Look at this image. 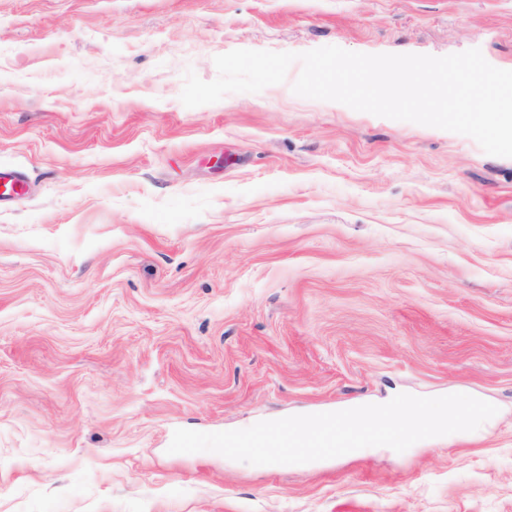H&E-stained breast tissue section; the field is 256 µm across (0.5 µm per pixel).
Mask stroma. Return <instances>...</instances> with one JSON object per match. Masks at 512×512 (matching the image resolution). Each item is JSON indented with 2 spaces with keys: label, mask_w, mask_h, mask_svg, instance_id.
Instances as JSON below:
<instances>
[{
  "label": "stroma",
  "mask_w": 512,
  "mask_h": 512,
  "mask_svg": "<svg viewBox=\"0 0 512 512\" xmlns=\"http://www.w3.org/2000/svg\"><path fill=\"white\" fill-rule=\"evenodd\" d=\"M512 70V0H0V512H512V158L236 49ZM466 394L480 428L294 465L176 429Z\"/></svg>",
  "instance_id": "obj_1"
}]
</instances>
